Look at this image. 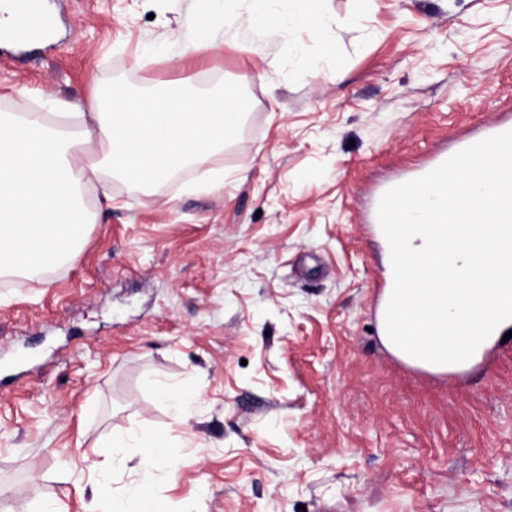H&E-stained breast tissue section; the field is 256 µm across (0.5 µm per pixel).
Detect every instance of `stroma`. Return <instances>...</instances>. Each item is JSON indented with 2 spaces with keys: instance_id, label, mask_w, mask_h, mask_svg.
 <instances>
[{
  "instance_id": "obj_1",
  "label": "stroma",
  "mask_w": 512,
  "mask_h": 512,
  "mask_svg": "<svg viewBox=\"0 0 512 512\" xmlns=\"http://www.w3.org/2000/svg\"><path fill=\"white\" fill-rule=\"evenodd\" d=\"M53 40L0 42V105L80 112L91 95L235 83L236 137L167 182L87 190L77 262L0 280V512H512V338L434 374L377 330L372 206L438 154L512 121V0H323L292 53L224 32L215 0H44ZM212 18L214 45L198 49ZM199 395L175 424L153 393ZM135 428L177 475L140 482ZM139 485V498L129 489ZM108 448H146L140 461L146 470L164 466L175 475L179 469L178 462L169 453L168 443L151 436L138 435L134 432L112 435Z\"/></svg>"
}]
</instances>
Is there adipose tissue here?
Segmentation results:
<instances>
[{
  "label": "adipose tissue",
  "instance_id": "1",
  "mask_svg": "<svg viewBox=\"0 0 512 512\" xmlns=\"http://www.w3.org/2000/svg\"><path fill=\"white\" fill-rule=\"evenodd\" d=\"M253 0L248 18L225 14L227 27L274 20L283 40L298 30L318 32L320 0ZM247 103L237 87L214 94L131 93L115 89L92 97L86 111L60 124L44 112L0 113V274L42 278L58 261L76 262L88 214L79 195L98 186L112 198V181H166L187 165L206 183L214 152L239 130ZM114 448L142 449L145 469L178 463L166 441L133 432L114 436Z\"/></svg>",
  "mask_w": 512,
  "mask_h": 512
}]
</instances>
